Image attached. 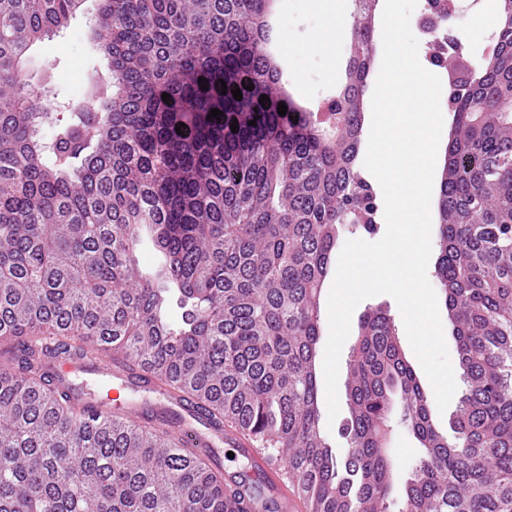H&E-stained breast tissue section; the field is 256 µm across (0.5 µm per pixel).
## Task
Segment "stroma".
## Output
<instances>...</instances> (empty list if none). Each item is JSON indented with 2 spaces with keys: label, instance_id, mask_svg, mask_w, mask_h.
Masks as SVG:
<instances>
[{
  "label": "stroma",
  "instance_id": "obj_1",
  "mask_svg": "<svg viewBox=\"0 0 512 512\" xmlns=\"http://www.w3.org/2000/svg\"><path fill=\"white\" fill-rule=\"evenodd\" d=\"M457 9L450 28L462 33L468 60H475L492 37L494 19L489 11L492 0H456ZM346 27L341 36L326 40L321 51L306 50L308 38L327 25L324 13L314 9L310 0H275L269 16L276 43H288L291 53L279 58L282 84L293 98L307 107L335 97L342 85L338 66L350 52L355 25L354 0H345ZM86 18L77 16L63 33L40 42L25 66L29 82L40 88L41 104L52 112L63 103L81 97L87 74L96 55L86 37ZM386 448L395 464L397 483H404L418 455L414 438L401 423H393Z\"/></svg>",
  "mask_w": 512,
  "mask_h": 512
}]
</instances>
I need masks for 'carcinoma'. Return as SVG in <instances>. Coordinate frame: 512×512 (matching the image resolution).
<instances>
[{
    "label": "carcinoma",
    "instance_id": "1",
    "mask_svg": "<svg viewBox=\"0 0 512 512\" xmlns=\"http://www.w3.org/2000/svg\"><path fill=\"white\" fill-rule=\"evenodd\" d=\"M85 2L0 0V512H246L221 469L163 430L86 418L55 392L47 356L105 349L287 460L309 512H512V0H494L477 77L449 81L435 277L464 384L453 435L376 308L346 362L342 462L315 358L340 230L376 223L357 165L375 0H355L343 109L315 111L280 83L270 0H97L98 64L62 121L24 65ZM436 2L433 58L451 73L463 39ZM145 243L159 256L148 271ZM397 405L420 448L398 497L384 451Z\"/></svg>",
    "mask_w": 512,
    "mask_h": 512
}]
</instances>
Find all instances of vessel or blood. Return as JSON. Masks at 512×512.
<instances>
[{
    "instance_id": "obj_1",
    "label": "vessel or blood",
    "mask_w": 512,
    "mask_h": 512,
    "mask_svg": "<svg viewBox=\"0 0 512 512\" xmlns=\"http://www.w3.org/2000/svg\"><path fill=\"white\" fill-rule=\"evenodd\" d=\"M47 374L58 392L86 417L118 414L132 419H171L181 443L206 457L218 455L224 443L239 448L250 458L253 475L267 491L257 502L259 512H301L300 500L283 478L282 465L272 463L238 431L201 421L192 403L169 392L148 373L115 365L110 355L102 353L90 359L74 355L54 358Z\"/></svg>"
}]
</instances>
